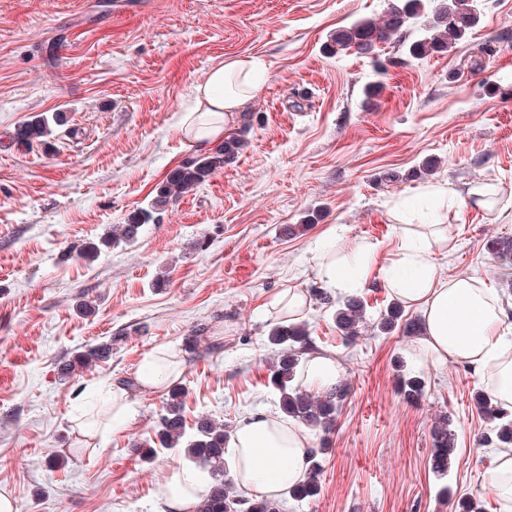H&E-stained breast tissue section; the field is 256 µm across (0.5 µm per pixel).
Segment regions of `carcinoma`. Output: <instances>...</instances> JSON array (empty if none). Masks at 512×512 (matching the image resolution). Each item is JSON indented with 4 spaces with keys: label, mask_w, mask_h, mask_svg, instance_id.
<instances>
[{
    "label": "carcinoma",
    "mask_w": 512,
    "mask_h": 512,
    "mask_svg": "<svg viewBox=\"0 0 512 512\" xmlns=\"http://www.w3.org/2000/svg\"><path fill=\"white\" fill-rule=\"evenodd\" d=\"M482 14L474 0H389L386 12L380 18H360L330 35L325 51L330 55L350 50L361 55H371L377 45L417 28L423 37L407 44V54L419 58L431 54H444L468 39L480 23ZM63 123V115L55 112L48 116L39 114L18 127L15 139L25 145L43 142L53 133V127ZM245 149V140L237 133L224 137L214 151L190 158L171 170L149 208L136 212L126 224L118 225L112 236L102 240L110 247L120 243L131 244L139 238L142 227L152 220L153 213L164 209L170 201L180 198L205 183L217 170L233 162ZM100 245V246H102ZM100 246L90 245L82 254L86 261H95ZM317 300L326 307L335 308L336 329L346 338L359 335L360 324L366 316L364 300L357 294L336 299L326 288L315 292ZM403 317L402 307L394 302L387 308L377 324L381 333L389 334ZM268 343L277 351V357L269 368V382L279 394V409L286 418L303 423L324 432L331 429L338 408L348 395L349 387L341 383L325 395H315L304 390L297 382L300 365L310 351L315 349L306 323L286 320L272 325ZM112 357V340L103 341L75 353L59 368L64 378ZM423 378L411 371L402 374L400 391L411 400L422 395ZM181 389L169 391L164 412L160 415L153 446L145 449L143 458H151L155 447L176 449L195 467L210 478V484L200 495L195 512H281V502L276 498H260L252 501L243 497L235 482L228 476L229 463L225 459V443L229 434L227 426L211 418L197 421L195 432L187 434L183 415ZM478 410L493 423L483 441L498 448L512 447V413L499 408L489 395H476ZM433 448L431 469L439 474L448 472V465L455 453L456 434L448 424V415L438 418L432 427ZM324 448H314L308 458L304 481L288 489V495L296 499L315 497L320 490L321 459Z\"/></svg>",
    "instance_id": "1"
}]
</instances>
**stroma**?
Returning <instances> with one entry per match:
<instances>
[{
	"label": "stroma",
	"mask_w": 512,
	"mask_h": 512,
	"mask_svg": "<svg viewBox=\"0 0 512 512\" xmlns=\"http://www.w3.org/2000/svg\"><path fill=\"white\" fill-rule=\"evenodd\" d=\"M0 0V489L16 512H167L163 484L185 458L138 449L154 436L167 390H131L128 409L98 424L112 385L143 356L170 348L187 423L228 425L277 411L268 385L272 305L288 283L311 288L312 244L330 227L340 246L377 244L359 293L377 320L398 240L389 210L447 222L441 276L475 274L512 306V266L489 240L512 241V209L466 197L484 183L512 192V0H482V21L445 54L406 57L398 41L375 57L327 54L336 29L381 17L388 0ZM228 58L267 69L263 89L226 130L247 147L197 190L170 202L135 243L77 259L147 207L168 172L203 154L180 111L208 70ZM381 82L365 103V85ZM63 113L47 143L13 139L40 113ZM432 174L418 171L424 160ZM446 186L447 211L423 190ZM318 220L303 225L307 212ZM297 225L287 234L288 225ZM93 304L78 312L81 298ZM320 351L336 356L349 394L322 459L320 492L282 512H457L459 498L502 512L490 482V423L476 409L472 371L435 367L402 330L342 339L332 313L306 317ZM111 340L112 357L72 378L58 365ZM425 390L406 400L399 370ZM447 414L457 436L446 475L429 465L431 429Z\"/></svg>",
	"instance_id": "stroma-1"
}]
</instances>
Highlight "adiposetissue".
Listing matches in <instances>:
<instances>
[{
    "label": "adipose tissue",
    "instance_id": "ef3b65f1",
    "mask_svg": "<svg viewBox=\"0 0 512 512\" xmlns=\"http://www.w3.org/2000/svg\"><path fill=\"white\" fill-rule=\"evenodd\" d=\"M266 69L249 58H235L213 66L194 91V103L179 126L196 142L219 138L228 121L263 87ZM398 252L386 273V286L401 304L417 311L420 332L411 350L435 366L453 362L474 371L504 410L512 411V317L494 289L476 276L444 278L436 268L435 250L448 245L443 224H417L411 213H392ZM338 231L315 241L311 252L318 277L339 292L367 279L378 246L364 243L336 251ZM343 368L334 356L307 355L300 376L304 389L322 394L339 384ZM181 374L180 361L165 348L145 354L137 384L146 390L168 386ZM313 433L298 422L273 412L241 419L227 445L232 450L231 475L254 498H274L306 476L307 451ZM202 492L198 471L177 467L170 471L164 497L168 512H194Z\"/></svg>",
    "mask_w": 512,
    "mask_h": 512
}]
</instances>
